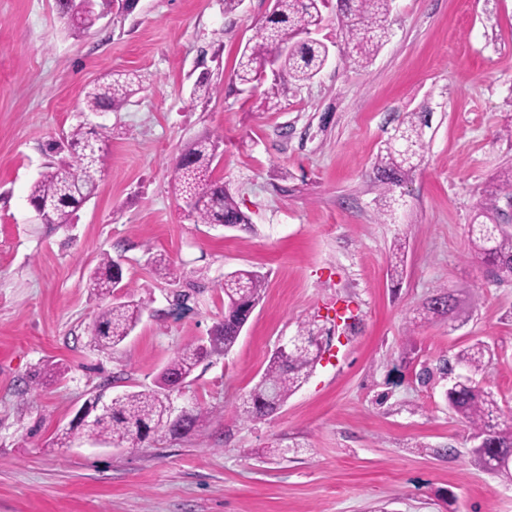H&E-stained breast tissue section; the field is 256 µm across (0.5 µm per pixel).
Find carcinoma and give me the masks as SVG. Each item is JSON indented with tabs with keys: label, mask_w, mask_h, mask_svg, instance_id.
Returning <instances> with one entry per match:
<instances>
[{
	"label": "carcinoma",
	"mask_w": 512,
	"mask_h": 512,
	"mask_svg": "<svg viewBox=\"0 0 512 512\" xmlns=\"http://www.w3.org/2000/svg\"><path fill=\"white\" fill-rule=\"evenodd\" d=\"M55 3L70 34L78 37L96 25L97 12H88L75 20L70 0ZM392 3L393 0H337L336 19L359 61L370 62L386 42V22ZM328 8L327 0H276L273 16L259 27L241 52L233 71L235 83L246 90L257 89L261 85L258 70L266 64L278 71L275 87L284 79L303 83L317 76L326 65L329 48L312 34L326 21ZM284 34L296 38L286 52L280 46ZM134 86L135 79L130 75L107 71L85 91L84 110L95 114L113 112L127 102ZM426 124L420 115L409 118L402 123L407 139L400 144L388 143L378 156L375 169L384 192L394 191L416 167L424 148ZM111 137L112 129L105 124L79 123L62 140L48 144L47 151L57 153L65 149L70 155L68 161L49 164L29 188L32 206H51L48 223H73L89 195L96 194L105 175V146ZM218 149L219 141L209 136L190 143L176 160L174 189L179 196L196 201L191 213L194 223L247 229L251 227L250 217L224 183L213 177L212 164ZM506 190H512V167L501 173L498 191L484 199L469 229L474 256L499 281L512 279V231L498 223L503 214L500 193ZM153 264L156 273L164 278L175 281L183 274L162 254L153 258ZM120 285V262L107 252L100 254L90 278L91 288L106 299ZM266 285L267 275L255 270L237 269L224 274V320L208 343L183 347L164 366L155 387L113 397L107 414L94 426H70L60 434V447H70L75 435L82 433L115 448H135L146 441L177 439L200 430L209 412L199 406L187 407L179 424L170 423L171 395L180 390L179 384L191 376L201 361L232 349ZM143 309L144 302L131 296L101 308L94 325L98 347L114 351L136 327ZM455 309L454 295L443 288L436 298L423 305V314L428 319L452 320ZM320 353L319 346L273 352L260 379L243 400L241 419L262 420L279 409L306 382ZM490 357V349L482 341L458 352L455 365L466 376L458 377L445 391L448 407L474 431V438L478 439L476 453L486 469L497 456L512 453V410L500 405L494 394L474 378L486 369Z\"/></svg>",
	"instance_id": "carcinoma-1"
}]
</instances>
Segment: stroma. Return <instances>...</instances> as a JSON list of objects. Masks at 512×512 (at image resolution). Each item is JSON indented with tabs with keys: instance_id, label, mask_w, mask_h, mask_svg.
<instances>
[{
	"instance_id": "stroma-1",
	"label": "stroma",
	"mask_w": 512,
	"mask_h": 512,
	"mask_svg": "<svg viewBox=\"0 0 512 512\" xmlns=\"http://www.w3.org/2000/svg\"><path fill=\"white\" fill-rule=\"evenodd\" d=\"M272 7L138 0L75 38L53 0H0V512H512V482L479 466L447 379L417 378L482 340L492 356L477 379L512 408V280L493 279L468 237L483 189L512 166V0H395L388 40L364 65L328 17L326 66L280 86L273 109L230 87ZM111 68L138 74V90L118 111L84 112L85 85ZM203 77L218 92L191 103ZM414 112L429 120L423 160L389 198L374 163ZM96 121L113 130L97 193L74 224L36 223L27 195L48 143ZM208 135L224 139L214 175L249 229L193 223L173 190L181 149ZM103 252L130 286L116 300L146 304L110 354L94 343L102 301L88 281ZM160 253L180 283L156 274ZM236 269L268 285L234 347L179 397L210 411L200 433L57 447L99 389L153 386L179 349L207 341ZM443 288L458 299L455 323L417 320ZM342 306L354 327L337 325ZM306 323L333 359L273 417L240 420L279 339ZM57 366L64 376L48 379Z\"/></svg>"
}]
</instances>
